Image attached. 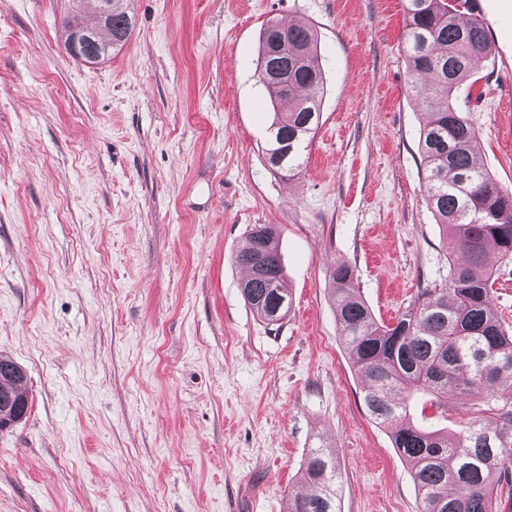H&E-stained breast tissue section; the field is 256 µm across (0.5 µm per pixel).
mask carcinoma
Wrapping results in <instances>:
<instances>
[{
	"mask_svg": "<svg viewBox=\"0 0 512 512\" xmlns=\"http://www.w3.org/2000/svg\"><path fill=\"white\" fill-rule=\"evenodd\" d=\"M73 11L95 25L94 0H72ZM405 63L416 95L436 101L419 130L425 198L446 243L466 254L449 262L448 287L422 288L395 324L379 322L354 289V269L330 271L331 295L354 371L368 382L364 405L388 428L394 447L411 466L420 512H504L499 491L512 503V333L491 306L489 253L512 259V188L499 185L474 152L476 129L454 100L487 54L488 36L477 19L458 16L449 0H404ZM135 19L127 0H112V27L100 40L123 47ZM257 68L278 77L259 80L273 112L270 167H300L320 121L322 57L308 24L267 22L259 36ZM247 271L242 295L253 313L274 325L292 299L284 286V257L273 224H255L233 255ZM0 353V424L9 428L29 413L27 375ZM441 404L448 397L477 399L481 409L464 428L448 434L410 418L417 394ZM336 454L310 449L300 472L306 491L288 495L287 512H337Z\"/></svg>",
	"mask_w": 512,
	"mask_h": 512,
	"instance_id": "carcinoma-1",
	"label": "carcinoma"
}]
</instances>
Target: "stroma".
I'll return each mask as SVG.
<instances>
[{"label":"stroma","instance_id":"obj_1","mask_svg":"<svg viewBox=\"0 0 512 512\" xmlns=\"http://www.w3.org/2000/svg\"><path fill=\"white\" fill-rule=\"evenodd\" d=\"M128 44L95 67L64 48L67 0H0V353L30 412L0 431V512H286L318 442L339 512H419L408 463L363 402L330 299L346 263L376 319L448 283L424 200L403 0H130ZM489 49L456 104L512 188V0L460 5ZM313 25L321 120L296 171L266 160L256 86L268 19ZM280 228L292 309L245 303L233 263ZM512 327V260L491 256Z\"/></svg>","mask_w":512,"mask_h":512}]
</instances>
